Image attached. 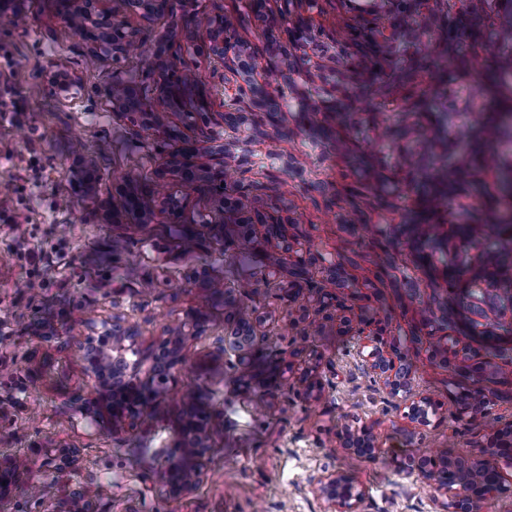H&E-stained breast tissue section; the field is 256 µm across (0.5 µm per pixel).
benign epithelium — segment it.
I'll use <instances>...</instances> for the list:
<instances>
[{"label":"benign epithelium","instance_id":"obj_1","mask_svg":"<svg viewBox=\"0 0 512 512\" xmlns=\"http://www.w3.org/2000/svg\"><path fill=\"white\" fill-rule=\"evenodd\" d=\"M53 4L60 21L73 14L82 15L84 27L78 36L85 43L88 56L95 62L108 58L114 61L126 59L134 55L133 49H143L140 28L133 25L132 20L144 24L162 18L171 20L170 36L157 41L155 48L145 51L150 60L156 105L147 103L143 87L126 81L118 72L113 73L112 82L105 88V97L113 115L138 133L147 132L162 138L174 136L167 126L152 122V115L159 112L168 113L171 119L176 114L180 115L188 120L190 127L198 128L194 139L185 141L157 170L155 183L180 179L190 186L198 180L202 188L222 199L234 191L235 187L225 184L230 159L228 146L234 141L224 139L209 127H197V122L211 118L213 125L234 132L247 120L242 105L246 99L261 104L268 112L276 111L278 104L266 92V87L286 79V72L277 63L279 48L272 42L267 43L266 65L257 68V51L240 39L237 30L224 18V10H212L202 0H53ZM181 33L201 42L205 55L215 69L221 71L224 83L236 84L237 93L235 97L224 100L223 111H211V90L205 84L184 83L185 69L174 62L177 57L176 37ZM48 86L64 102L72 97L76 81L57 69L50 74ZM187 202L186 196L173 197L168 194L162 198L159 213L169 218H179ZM266 224L269 237L278 239L280 252L288 260L292 274L301 276L309 259L283 237L280 221L271 217ZM109 334L112 367L111 380L108 382L96 370L93 359L96 344L93 340L78 336L70 343V346L85 354V372L98 381L94 396L83 404L84 415L96 423L105 420L114 428L126 426L134 429L143 424L142 415L151 410L152 395L148 393L135 401L119 402L115 393L131 376L137 377L150 389L158 388V383L172 377V370L184 362V357L176 353L183 337L162 339L157 344V351L147 353L140 346V336L135 328L114 324ZM358 335L364 337L361 348L369 349L364 358L371 371L391 395L401 394L408 401L407 417L411 422L419 426L428 425V408L432 407V403L427 398L411 397L408 380L412 365L404 353L390 346L388 338L371 328L369 322L360 323ZM253 336V331L247 327H234L225 336V347L235 352L237 365L249 364ZM469 396L476 410L489 404L478 378L473 381ZM199 427H203V424L191 419L179 423L173 448L165 457L164 486L173 497L184 495L194 487L193 483L181 479L183 471L190 469L198 476L203 473L209 449L195 440L194 432ZM340 447L360 457H372L380 451L371 428L364 424L344 430L340 436ZM78 452L77 448L59 450L46 447L33 457L0 458V474H10L5 484H0V499L18 476L25 473L47 475L59 471ZM452 461L471 470L474 476L435 487L436 492L446 498V512H474L477 504L507 491L502 466L512 464V448H494L493 436H488L487 448L479 454L454 456ZM316 492L323 500L324 512H362L365 489L346 472L337 471L319 477Z\"/></svg>","mask_w":512,"mask_h":512}]
</instances>
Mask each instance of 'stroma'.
I'll list each match as a JSON object with an SVG mask.
<instances>
[{
  "label": "stroma",
  "instance_id": "1",
  "mask_svg": "<svg viewBox=\"0 0 512 512\" xmlns=\"http://www.w3.org/2000/svg\"><path fill=\"white\" fill-rule=\"evenodd\" d=\"M26 27L0 28V453L25 455L44 435L79 449L54 475L53 494L13 488L0 512H70L68 493L100 490L97 512H321L317 478L344 471L363 485V512H441L422 477L394 458L439 449L476 454L486 427L512 420V383L485 412L459 417L463 388L430 360L431 344L468 341L467 320L497 333L512 312L492 293L463 300L444 271L466 246L473 265L512 222V52L503 53L498 0H275V39L287 50L289 83L274 89L278 112L254 110L237 136L233 178L253 209L281 218L311 262L304 279L265 274L272 245L252 225L248 256L213 245L212 197L195 192L179 221L130 230L112 214L124 205L121 177L145 182L175 142L135 134L102 92L113 71L147 82L144 58L89 64L80 38L50 18V0H22ZM80 82L70 103L46 83L50 67ZM99 157L92 188L74 171V140ZM200 246L187 253L179 237ZM332 293L335 306L305 313L289 301ZM249 307L259 349L248 373L224 353L225 301ZM442 311L427 318L430 302ZM367 315L412 362V390L438 406L412 427L401 398L383 391L343 322ZM137 326L145 343L193 320L184 364L166 410L133 431L74 429L78 391L89 382L63 337L102 336L113 318ZM321 384L306 394L303 371ZM212 415L202 480L168 498L161 482L186 390ZM370 425L372 459L342 452L345 426Z\"/></svg>",
  "mask_w": 512,
  "mask_h": 512
}]
</instances>
